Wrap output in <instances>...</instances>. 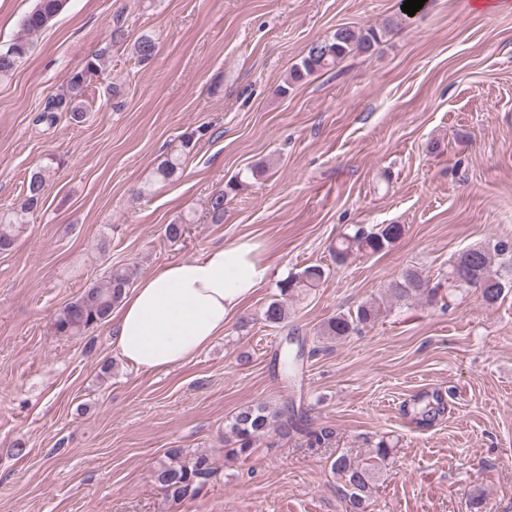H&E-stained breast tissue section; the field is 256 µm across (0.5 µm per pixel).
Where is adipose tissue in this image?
<instances>
[{"instance_id": "adipose-tissue-1", "label": "adipose tissue", "mask_w": 512, "mask_h": 512, "mask_svg": "<svg viewBox=\"0 0 512 512\" xmlns=\"http://www.w3.org/2000/svg\"><path fill=\"white\" fill-rule=\"evenodd\" d=\"M261 242L227 241L142 278L111 314L119 356L142 371L189 362L270 277Z\"/></svg>"}]
</instances>
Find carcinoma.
I'll use <instances>...</instances> for the list:
<instances>
[{
	"mask_svg": "<svg viewBox=\"0 0 512 512\" xmlns=\"http://www.w3.org/2000/svg\"><path fill=\"white\" fill-rule=\"evenodd\" d=\"M68 0H36L35 7L24 16L20 33L7 46L0 48V81L13 76L30 54L32 36L44 29L61 13ZM380 31L374 27L353 29L342 27L332 36L314 41L290 70L289 78L279 88V94L288 93L291 86L326 69L333 68L343 58L355 53H368L380 42ZM157 42L147 34L141 35L134 43L133 52L141 61L153 59L157 53ZM105 52L100 50L88 58L84 66L74 70L66 78V92L51 97L35 117V122L53 126L65 117L73 125L84 121L85 111L82 97L88 87L87 80L98 73L104 64ZM195 142V133L186 134L180 141V149L165 157L154 171L155 183L172 179L182 165V157L189 153ZM45 186L44 171L31 174L23 189L20 202L10 212H0V250L12 248L24 229L25 218L35 212L43 203ZM238 181L228 182L209 199L212 220L224 219V203L228 195L237 190ZM401 224H386L369 231L359 229L352 236L342 237L334 255L345 260L353 251H368L377 254L394 246L404 235ZM512 254V245L498 241L493 246L475 245L463 250L448 263V287L459 289L457 278L467 275L471 283L481 287V297L487 304H494L502 298L507 281L494 268L495 259ZM326 272L319 265L305 267L299 273L281 283L283 296H299L320 285ZM134 272L128 267L111 270L106 279L84 289L79 296L61 307L53 319V330L58 336H83L108 321L112 310L119 306L123 295L133 284ZM389 291L404 301L421 296L435 297V290L426 288L422 276L415 269H407L390 284ZM264 320L273 326L288 319V310L283 302L271 301L263 312ZM377 316L372 303L360 305L355 314H339L330 318L322 328L321 335L331 339H342ZM288 416L266 403H258L240 409L231 416L225 435V442L232 445L230 453L247 458L252 453L254 441L272 430L288 434ZM168 462L152 472V482L165 497L175 503L198 498L216 475V462L205 452H191L184 448H170L166 452ZM332 470L345 481L347 512H367L374 472L352 458L340 453L331 464Z\"/></svg>",
	"mask_w": 512,
	"mask_h": 512,
	"instance_id": "obj_1",
	"label": "carcinoma"
}]
</instances>
